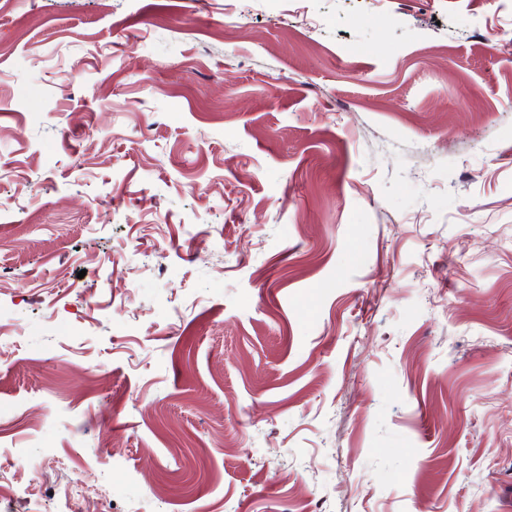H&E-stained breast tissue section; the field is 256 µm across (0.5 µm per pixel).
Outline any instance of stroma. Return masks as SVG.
Returning <instances> with one entry per match:
<instances>
[{
	"label": "stroma",
	"instance_id": "obj_1",
	"mask_svg": "<svg viewBox=\"0 0 512 512\" xmlns=\"http://www.w3.org/2000/svg\"><path fill=\"white\" fill-rule=\"evenodd\" d=\"M505 38L0 0V512H512Z\"/></svg>",
	"mask_w": 512,
	"mask_h": 512
}]
</instances>
